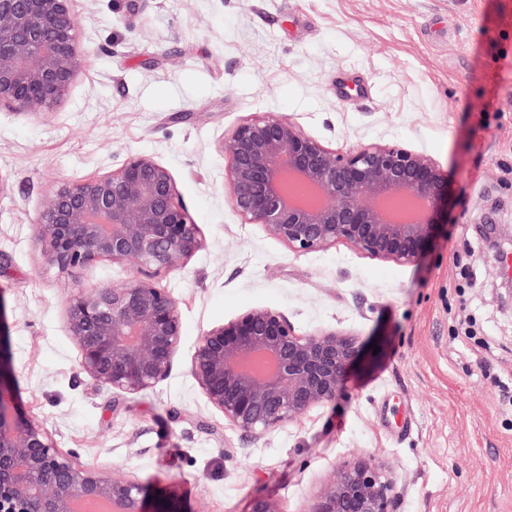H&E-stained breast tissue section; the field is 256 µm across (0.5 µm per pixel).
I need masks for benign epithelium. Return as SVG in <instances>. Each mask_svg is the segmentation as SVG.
Here are the masks:
<instances>
[{"mask_svg": "<svg viewBox=\"0 0 512 512\" xmlns=\"http://www.w3.org/2000/svg\"><path fill=\"white\" fill-rule=\"evenodd\" d=\"M72 0H0V109L39 114L70 91L80 66ZM224 185L245 224L289 249L338 243L397 265L429 248L448 205L447 180L428 154L393 143L338 151L283 116H255L224 137ZM156 157L137 153L117 170L60 183L35 224L43 261L62 272L100 259L131 262L120 283L78 287L66 322L81 371L127 394L172 372L182 343L178 301L157 280L203 245ZM0 315V512H179L147 508L136 480L84 467L7 400ZM360 351L337 329L301 334L281 311L248 310L199 336L189 371L232 426L264 436L336 398ZM308 512H396L394 482L370 458L339 465Z\"/></svg>", "mask_w": 512, "mask_h": 512, "instance_id": "7a95c632", "label": "benign epithelium"}]
</instances>
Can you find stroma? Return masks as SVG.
Masks as SVG:
<instances>
[{"label":"stroma","instance_id":"obj_1","mask_svg":"<svg viewBox=\"0 0 512 512\" xmlns=\"http://www.w3.org/2000/svg\"><path fill=\"white\" fill-rule=\"evenodd\" d=\"M81 62L45 113L0 111V313L15 406L78 463L174 495L181 512H308L345 461L369 456L396 512H512V302L477 225L512 238V0H73ZM292 118L344 151L398 143L448 176V224L399 266L346 244L297 253L243 223L219 150L244 119ZM136 153L174 175L204 246L161 280L183 344L136 395L94 385L65 320L74 285L34 244L53 188ZM282 311L301 333L364 345L336 399L257 437L225 422L188 371L202 332Z\"/></svg>","mask_w":512,"mask_h":512}]
</instances>
